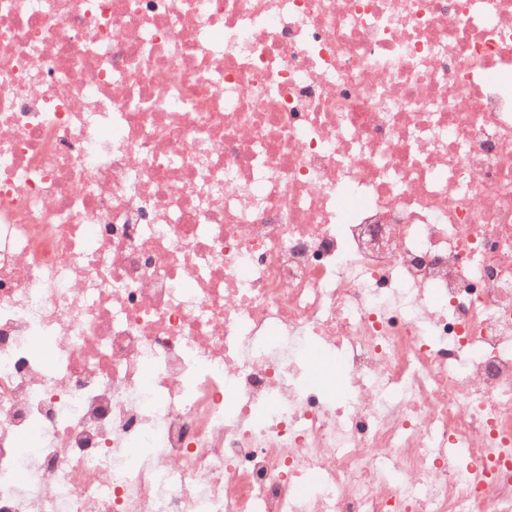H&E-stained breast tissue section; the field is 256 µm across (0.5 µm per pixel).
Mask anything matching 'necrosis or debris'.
<instances>
[{"label": "necrosis or debris", "instance_id": "obj_1", "mask_svg": "<svg viewBox=\"0 0 512 512\" xmlns=\"http://www.w3.org/2000/svg\"><path fill=\"white\" fill-rule=\"evenodd\" d=\"M0 512H512V0H0Z\"/></svg>", "mask_w": 512, "mask_h": 512}]
</instances>
